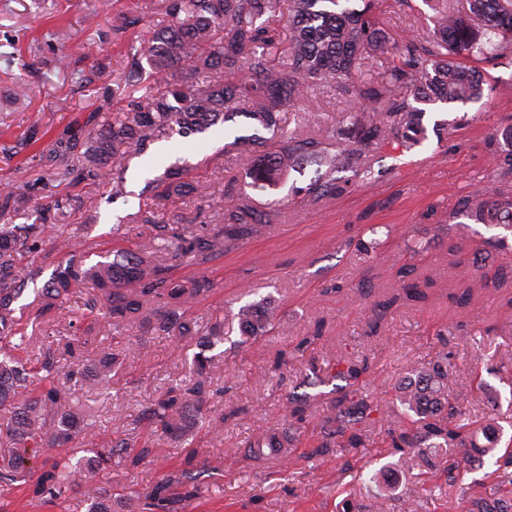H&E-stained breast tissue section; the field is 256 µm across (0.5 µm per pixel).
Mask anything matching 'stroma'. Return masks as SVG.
Here are the masks:
<instances>
[{"label": "stroma", "mask_w": 512, "mask_h": 512, "mask_svg": "<svg viewBox=\"0 0 512 512\" xmlns=\"http://www.w3.org/2000/svg\"><path fill=\"white\" fill-rule=\"evenodd\" d=\"M161 2L0 0V193L29 197L33 209L59 203L56 224L85 238L94 263L110 254L114 240L150 237L145 216L164 224L180 213L212 224L239 194L236 179L245 160L224 146L250 133L249 120L241 116L201 134L153 143L130 161L122 188L109 181L84 186L81 207L66 204L64 178L34 168L29 152L5 153L30 130H59L94 109L100 88L126 68L128 43L146 35L139 25L121 34L116 26L132 15L155 16ZM430 16L424 0H384L381 6L385 28L394 38L410 29L428 33ZM63 56L69 67L60 66ZM482 68L483 98L464 106L427 107L429 133L419 146L375 150L368 171L342 172L341 191L308 209L298 201L313 169L290 173L278 186L251 190L257 206L276 209L271 226L218 261L175 269L178 277L207 275L215 282L193 315L202 325L224 323L223 363L214 380L222 393L210 402L211 412L225 417L221 437L202 430L188 447L151 432L141 419L161 389L188 371L196 341H177L136 325L118 336L100 326L88 331L89 287L72 294L63 309L32 320L35 291L50 280L60 258L47 244L23 258L20 267L32 275L34 285L16 303L15 317L27 326L31 358L52 352L66 371L103 351L123 360L106 389L79 387L73 396L74 404L92 406L96 421L92 436L79 438L78 447L98 448L117 435L151 442L149 456L138 467L118 455L109 464L90 467L91 483L111 490L114 512H126L127 492L148 491L184 468L191 448L205 471L194 495L172 488L176 512H460L461 489L494 495L493 464H465L449 478L441 466L456 460L455 449L421 455L393 448L390 437L409 422L410 413L398 399L400 387L415 369L444 353L455 393L468 400L469 420L501 424L500 448L512 443V229L470 220L439 227L475 186L487 184L512 196V166L504 163L497 143L500 130L512 125V55ZM82 71L97 73L96 83L80 85ZM20 83L27 85L29 96L18 102L12 90ZM344 107L336 89L324 86L309 93L303 115L283 112L282 124L316 134L334 125ZM440 120L447 121V134L433 132ZM178 160L200 165L208 207L192 194L175 200L158 196L153 179ZM374 224L390 229L376 246L369 232ZM498 237L506 238L507 250L473 265L475 248ZM403 266L411 269L410 278L400 277ZM431 274L436 283L426 302L398 304L374 316L375 304L396 294L405 281ZM467 286L473 290L471 299L458 306L451 296ZM266 297L274 303L275 334L238 347L239 308ZM317 328L321 339L296 352V345ZM281 350L293 357L279 376L270 377ZM340 359L367 363L359 388L389 413L369 425L365 447L314 457L310 450L319 423L343 384L329 369ZM313 363L323 380L318 387L307 382ZM290 395L309 400L294 447L263 460L250 457L246 441L284 433L283 406ZM93 507L83 489L37 500L27 481L0 486V512H92Z\"/></svg>", "instance_id": "stroma-1"}]
</instances>
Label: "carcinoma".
<instances>
[{"label": "carcinoma", "mask_w": 512, "mask_h": 512, "mask_svg": "<svg viewBox=\"0 0 512 512\" xmlns=\"http://www.w3.org/2000/svg\"><path fill=\"white\" fill-rule=\"evenodd\" d=\"M339 0H163L158 18L149 23L150 37L138 47L129 45L130 65L123 72L126 105L112 106L115 92L105 87L100 98L112 107L109 115L96 107L83 122L67 124L52 135L45 147L31 156L44 167L77 160L66 169L69 185L112 180L121 182L131 156L144 152L157 140L177 134L201 133L227 116L248 107L255 133L234 142L248 160L245 177L254 187L274 186L292 171L315 168L300 203L313 206L336 196V174L364 169L376 148H413L426 137L422 118L425 105L473 103L484 95V81L466 59H494L512 51V0H462L448 8V0H424L432 11L431 35L424 39L406 34L390 39L378 15V0H361L360 9L336 10ZM288 10V41L279 28L283 10ZM384 58L385 75L376 82L357 77L371 60ZM149 67L153 81L144 83ZM322 83H332L347 109L337 124L316 137L282 131L281 113L298 105ZM278 131L266 138L259 130ZM184 169L170 166L156 179L158 195L171 199L185 193L207 198V185L200 179H183ZM26 208V200L9 192L0 194V344L12 338L25 341L24 328L14 317L13 304L26 283L18 275L23 254L41 247L52 225L51 208L41 207L30 224L13 218ZM466 215L476 224H501L512 228V197L487 189L468 196L452 213ZM273 213L257 207L241 192L237 204L224 214L221 224H186L179 232L168 225H155V234L134 245L112 249V260L86 267L89 252L77 236H53L52 250L66 256L42 290V301L32 308L38 320L53 309H62L69 296L87 281L95 282L101 307L112 319V329L137 323L176 338L192 333L189 312L214 283L202 276L174 277L172 263H157L156 240L167 242L170 260L203 265L216 261L240 244L262 234ZM427 294L417 285H407L403 294L376 304L386 310L400 300L419 301ZM244 345L269 335L275 328L271 302L262 299L242 306L238 312ZM15 351L0 358V406L35 374L39 389L13 407L11 421L0 429L16 451L0 457V482L24 473L25 450L67 448L70 454L56 458L33 480L34 497L57 496L81 487L85 473L72 463L83 449L72 446L83 421L71 405L72 387L92 380L105 383L121 367L113 356L68 372L60 378V365L49 355L29 369L28 360ZM215 356L198 353L185 379L166 387L151 402L144 415L162 432L184 438L197 426L222 435L224 415L208 414L214 395L211 372ZM400 402L416 419L394 434L393 446L454 448L461 460L495 459L501 496L494 500L462 493L466 512H512V451L498 454L495 430L462 422L464 400L453 392L448 356L439 357L416 374L414 385L405 388ZM289 423L305 421V401L288 397L284 403ZM385 416L382 404L354 389L344 390L326 409L320 425L321 442L314 455L340 448H361L367 440L363 425ZM131 447L120 436L104 448H90L99 463L112 460ZM258 455L281 450L285 439L261 438L249 443ZM202 470L185 468L149 491L131 492L129 500L150 506L155 512H174L172 486L195 485Z\"/></svg>", "instance_id": "1"}]
</instances>
